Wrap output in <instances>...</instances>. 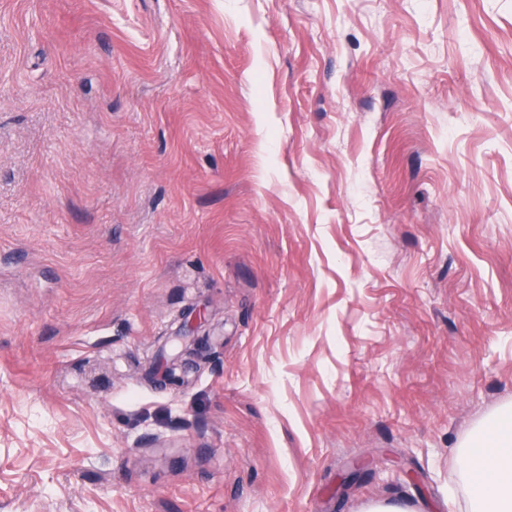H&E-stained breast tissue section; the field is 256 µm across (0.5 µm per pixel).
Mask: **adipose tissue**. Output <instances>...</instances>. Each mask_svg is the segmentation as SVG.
I'll use <instances>...</instances> for the list:
<instances>
[{
  "mask_svg": "<svg viewBox=\"0 0 512 512\" xmlns=\"http://www.w3.org/2000/svg\"><path fill=\"white\" fill-rule=\"evenodd\" d=\"M458 448L466 512H512V406L489 414Z\"/></svg>",
  "mask_w": 512,
  "mask_h": 512,
  "instance_id": "ef3b65f1",
  "label": "adipose tissue"
}]
</instances>
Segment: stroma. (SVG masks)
I'll return each mask as SVG.
<instances>
[{
  "label": "stroma",
  "instance_id": "1",
  "mask_svg": "<svg viewBox=\"0 0 512 512\" xmlns=\"http://www.w3.org/2000/svg\"><path fill=\"white\" fill-rule=\"evenodd\" d=\"M508 402L512 0H0V512H465Z\"/></svg>",
  "mask_w": 512,
  "mask_h": 512
}]
</instances>
